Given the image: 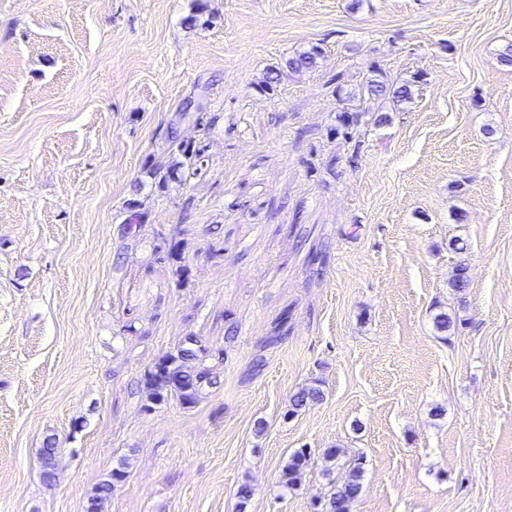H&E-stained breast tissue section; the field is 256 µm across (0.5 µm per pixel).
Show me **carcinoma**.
<instances>
[{
	"label": "carcinoma",
	"instance_id": "carcinoma-1",
	"mask_svg": "<svg viewBox=\"0 0 512 512\" xmlns=\"http://www.w3.org/2000/svg\"><path fill=\"white\" fill-rule=\"evenodd\" d=\"M321 55V48L313 46L288 58L286 66L293 72L308 71L317 66ZM366 90L369 95L377 98L390 97L396 102H406L412 98L413 83L406 81L396 86L388 83L382 74L374 70L367 81ZM175 150L183 156V160L168 164L154 162L148 169V174L164 183L176 179L185 163L195 157V151L181 142L175 144ZM211 355V348L207 347L200 337L194 334L183 337L175 351L159 357L143 375V386L147 394L146 407L151 409L175 398L181 405L191 408L198 403L204 389L220 387V377L213 374L204 364V360ZM322 397L323 392L319 387H303L291 396V406L296 410L301 409L320 401ZM309 462L310 454L306 450L295 452L283 471L284 486H296ZM118 474L122 476L124 471L115 470L111 479L100 484L90 499L88 512H98L99 502L112 495L111 480ZM361 491V471L360 468L354 467L343 480L332 481L322 512H349L351 503Z\"/></svg>",
	"mask_w": 512,
	"mask_h": 512
}]
</instances>
